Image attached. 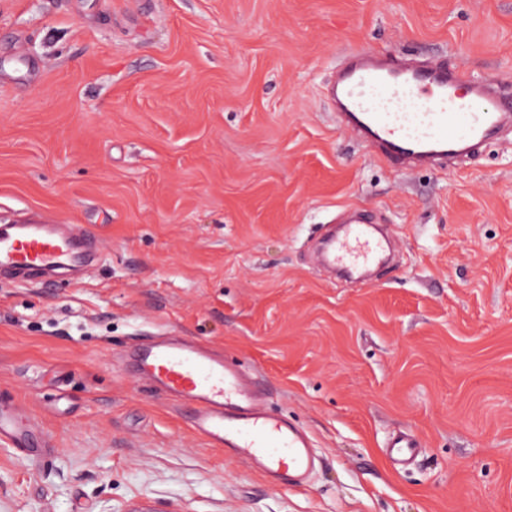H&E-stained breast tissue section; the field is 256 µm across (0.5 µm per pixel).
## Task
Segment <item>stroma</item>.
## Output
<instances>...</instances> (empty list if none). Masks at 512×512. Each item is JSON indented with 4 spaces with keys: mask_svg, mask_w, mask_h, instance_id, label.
I'll use <instances>...</instances> for the list:
<instances>
[{
    "mask_svg": "<svg viewBox=\"0 0 512 512\" xmlns=\"http://www.w3.org/2000/svg\"><path fill=\"white\" fill-rule=\"evenodd\" d=\"M430 58L512 92V0H0V220L99 236L82 275L0 274V512H512V132L402 169L336 119L344 56ZM386 225L369 279L317 250ZM223 354L309 436L263 475L136 369ZM396 431L423 451L394 465ZM9 442L14 448H31L30 429L17 417L15 411L0 408V441Z\"/></svg>",
    "mask_w": 512,
    "mask_h": 512,
    "instance_id": "1",
    "label": "stroma"
}]
</instances>
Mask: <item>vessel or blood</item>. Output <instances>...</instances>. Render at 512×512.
I'll return each mask as SVG.
<instances>
[{"mask_svg": "<svg viewBox=\"0 0 512 512\" xmlns=\"http://www.w3.org/2000/svg\"><path fill=\"white\" fill-rule=\"evenodd\" d=\"M458 74L440 63L391 65L373 55H353L330 88L346 125L372 138L393 163H421L459 155L464 145L483 142L512 118V95H494L488 85L458 89ZM98 244L85 227L71 224L0 225V269L48 274L89 260ZM380 247L365 219H357L332 246L333 262L354 266L372 260ZM139 373L164 392L195 405L194 431L227 448L275 486L302 481L314 465L305 436L273 417L235 366L183 343L139 355ZM31 447V431L15 411L0 408V441ZM416 440L393 435L391 456L410 458Z\"/></svg>", "mask_w": 512, "mask_h": 512, "instance_id": "obj_1", "label": "vessel or blood"}]
</instances>
